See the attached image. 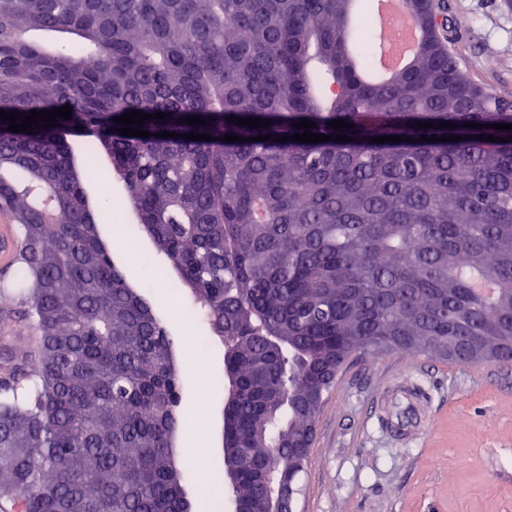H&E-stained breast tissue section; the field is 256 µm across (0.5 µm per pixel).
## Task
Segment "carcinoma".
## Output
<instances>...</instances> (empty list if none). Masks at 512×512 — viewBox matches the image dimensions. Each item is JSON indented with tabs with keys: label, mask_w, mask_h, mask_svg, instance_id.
<instances>
[{
	"label": "carcinoma",
	"mask_w": 512,
	"mask_h": 512,
	"mask_svg": "<svg viewBox=\"0 0 512 512\" xmlns=\"http://www.w3.org/2000/svg\"><path fill=\"white\" fill-rule=\"evenodd\" d=\"M414 7L417 58L364 82L353 59L374 68L380 40L351 0H0V110L72 107L31 134L0 120L15 296L37 333L0 377V512H189L209 492L185 496L169 447L177 343L101 239L112 194L89 202L97 168L79 169L67 140L78 126L82 155L107 156L223 344L232 491L248 512L297 484L307 454L288 449L314 427L342 357L512 359V130L490 128L512 112L445 52L433 0ZM33 32L59 40L47 49ZM132 111L170 117L122 136L114 118ZM305 119L351 140H274ZM389 135L413 141H371Z\"/></svg>",
	"instance_id": "carcinoma-1"
}]
</instances>
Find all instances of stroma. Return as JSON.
I'll use <instances>...</instances> for the list:
<instances>
[{"mask_svg": "<svg viewBox=\"0 0 512 512\" xmlns=\"http://www.w3.org/2000/svg\"><path fill=\"white\" fill-rule=\"evenodd\" d=\"M449 19L448 53L487 92L512 99V0H441ZM112 184L117 207L103 225L128 227L140 254L113 250L131 284L145 286L156 315L182 339L176 357L182 406L199 407L212 446L209 461L224 468L220 434L225 385L202 379L187 354L193 342L202 363L223 375L222 345L191 292L178 280L159 279L151 263H164L135 213ZM34 331L18 300L0 295V356L22 350ZM413 388L434 422L419 439L397 440L378 400L397 386ZM294 512H512V360L461 363L400 351L355 356L325 396L302 473Z\"/></svg>", "mask_w": 512, "mask_h": 512, "instance_id": "stroma-1", "label": "stroma"}]
</instances>
